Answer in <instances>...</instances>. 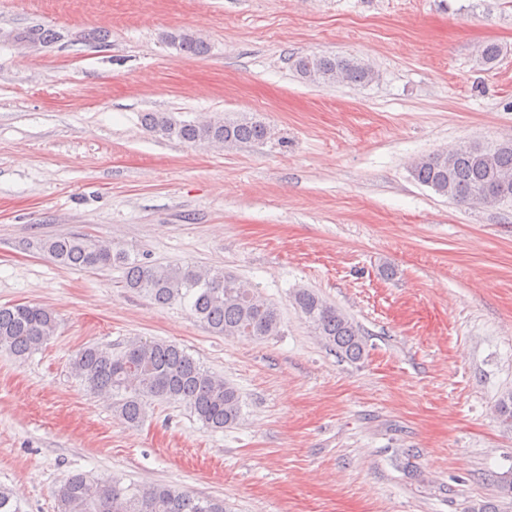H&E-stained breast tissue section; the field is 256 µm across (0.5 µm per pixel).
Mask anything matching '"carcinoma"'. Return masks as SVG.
Masks as SVG:
<instances>
[{
    "mask_svg": "<svg viewBox=\"0 0 512 512\" xmlns=\"http://www.w3.org/2000/svg\"><path fill=\"white\" fill-rule=\"evenodd\" d=\"M30 38L44 46L60 39L53 29L36 28ZM179 53L202 55L208 46L185 31L165 35ZM301 79L317 85L365 84L374 71L354 57L301 56L294 62ZM144 128L168 140L233 145L266 137V126L247 116L227 119L218 114L206 122L178 119L172 112H146ZM412 177L435 193L468 206L512 204V141L484 145L465 142L451 152L433 153L414 161ZM45 251L59 264L81 269L119 265L124 286L160 306L186 304L209 331L224 337L255 340L281 331L280 310L233 274L192 266L157 265L131 258L112 244L85 235L48 239ZM292 299L314 332L344 361L365 353L359 328L316 292L298 288ZM58 322L49 309L31 304L0 307V351L23 359L40 350L55 335ZM71 372L91 390L113 400V408L133 427L147 416L155 400L183 404L202 425L214 432L238 424L242 416L236 387L205 369L175 343L133 338L123 349L90 344L71 359ZM497 412L512 426V392L501 396ZM57 512H227L224 500L195 496L169 485H122L114 478L74 473L54 490Z\"/></svg>",
    "mask_w": 512,
    "mask_h": 512,
    "instance_id": "carcinoma-1",
    "label": "carcinoma"
}]
</instances>
